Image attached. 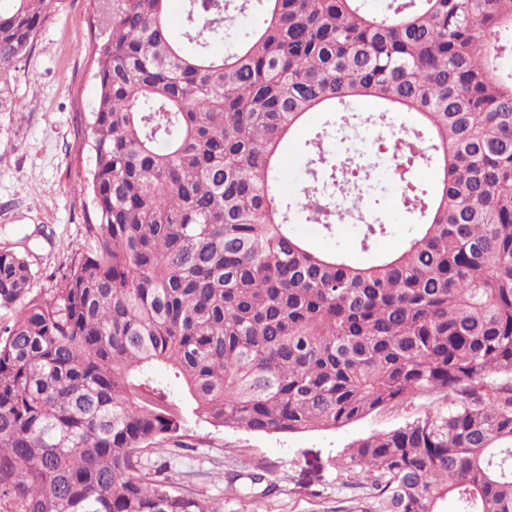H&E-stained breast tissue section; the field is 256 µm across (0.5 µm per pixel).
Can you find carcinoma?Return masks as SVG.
Instances as JSON below:
<instances>
[{
	"mask_svg": "<svg viewBox=\"0 0 512 512\" xmlns=\"http://www.w3.org/2000/svg\"><path fill=\"white\" fill-rule=\"evenodd\" d=\"M4 1L0 75L50 2ZM168 2L112 0L101 18L93 219L52 297L28 298L30 264L0 250V512H223L140 473L186 410L288 434L427 393L447 410L339 455L368 492L336 512H442L450 496L512 512V0H184L177 38ZM233 10L254 13L242 35ZM363 97L418 146L373 144L420 224L368 266L292 225L305 213L332 232L341 188L369 209L371 164L312 158L298 200L279 161L309 113ZM371 120L345 112L317 139ZM423 163L433 192L408 178Z\"/></svg>",
	"mask_w": 512,
	"mask_h": 512,
	"instance_id": "carcinoma-1",
	"label": "carcinoma"
}]
</instances>
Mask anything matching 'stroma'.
Wrapping results in <instances>:
<instances>
[{
    "mask_svg": "<svg viewBox=\"0 0 512 512\" xmlns=\"http://www.w3.org/2000/svg\"><path fill=\"white\" fill-rule=\"evenodd\" d=\"M97 6V0H50L49 21L9 75L12 109L0 112V249L25 256L34 272L30 294L38 298L50 297L84 244L92 211L91 157L83 145L91 139L85 117L97 94L91 52ZM325 121L324 113H312L284 143L286 196H296L307 181L301 148ZM376 173L381 190L373 218L386 233L365 246L356 224L330 233L298 224L296 235L318 250L341 248L359 265L401 251L415 218L391 195L385 167ZM447 406L443 395L424 394L341 428L293 434L216 428L190 415L177 440L146 447L140 459L145 472L169 475L175 490L216 500L224 512H335L364 493L358 477L336 465L344 448ZM256 471L263 485L274 486L273 495L251 485ZM229 473L236 474L235 484H227Z\"/></svg>",
    "mask_w": 512,
    "mask_h": 512,
    "instance_id": "35a3bbf8",
    "label": "stroma"
}]
</instances>
